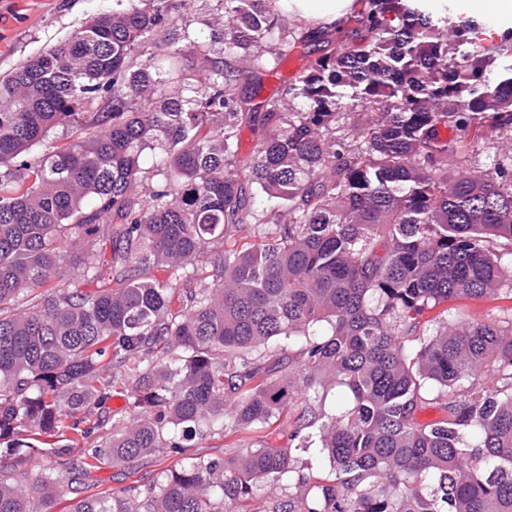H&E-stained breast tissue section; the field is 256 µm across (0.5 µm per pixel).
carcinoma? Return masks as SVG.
Returning <instances> with one entry per match:
<instances>
[{"label": "carcinoma", "instance_id": "obj_1", "mask_svg": "<svg viewBox=\"0 0 512 512\" xmlns=\"http://www.w3.org/2000/svg\"><path fill=\"white\" fill-rule=\"evenodd\" d=\"M114 2L0 77V458H54L31 482L1 469L0 512H226L292 473L312 496L269 512H512V314L421 321L512 292V146L470 171L512 129V29L420 0H360L343 27L217 0L200 38L191 0ZM149 42L162 58L136 63ZM299 45L307 64L261 96ZM57 129L68 144L15 164ZM103 226L108 260L87 247ZM326 371L349 403L304 407L290 440L320 424L330 477L260 440L82 495L100 464L274 424ZM429 381L438 422L418 418ZM512 142V130L504 131L498 137H493L491 140L482 143L478 148L475 159H473V170H484L489 166L495 155L501 151L502 147ZM512 311V296L501 290L483 297L458 298L431 306L424 313L428 327L434 328L448 318L463 316L471 321H489L507 316Z\"/></svg>", "mask_w": 512, "mask_h": 512}]
</instances>
